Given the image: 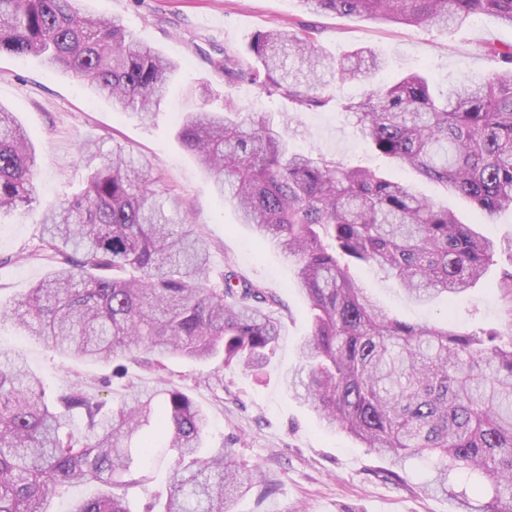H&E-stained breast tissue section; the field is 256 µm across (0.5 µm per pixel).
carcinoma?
<instances>
[{"mask_svg":"<svg viewBox=\"0 0 512 512\" xmlns=\"http://www.w3.org/2000/svg\"><path fill=\"white\" fill-rule=\"evenodd\" d=\"M311 14L334 13L401 25H461L487 14L512 27V0H299ZM293 52L306 68L286 71ZM42 56L93 96L145 119L179 64L114 18L78 0H0V53ZM217 62L224 79L247 81L294 111L324 105L319 71L341 80L382 65L368 47L330 61L316 30L269 29ZM494 63L483 82H450L434 93L413 72L366 91L341 109L379 156L468 199L486 216L512 206V44H487ZM184 148L206 171L239 221L282 252L312 311L303 364L287 390L389 461L400 478L408 459L433 457L425 489L451 494L462 512H512V331L499 343L449 325L391 317L359 287L351 268L372 265L428 303L467 290L501 243L457 220L448 206L357 163L289 149L264 111L189 112ZM86 187L50 209L41 250L55 269L0 310L30 339L88 363L135 357L162 373L164 361L238 366L259 374L281 322L276 295L227 270L211 277L210 249L184 224L180 196L150 176L151 163L96 142L81 148ZM36 151L13 113L0 106V213L31 202ZM206 410L164 382L133 390L116 406L84 384L47 395L19 352L0 350V512H53L81 485L98 495L68 512H133L129 488L162 444L172 455L166 494L143 512H231L235 497L268 489L258 467L233 448H207ZM466 468L485 485L472 503L448 485Z\"/></svg>","mask_w":512,"mask_h":512,"instance_id":"cac0c4a2","label":"carcinoma"}]
</instances>
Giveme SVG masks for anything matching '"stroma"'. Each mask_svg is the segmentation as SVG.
Listing matches in <instances>:
<instances>
[{
	"mask_svg": "<svg viewBox=\"0 0 512 512\" xmlns=\"http://www.w3.org/2000/svg\"><path fill=\"white\" fill-rule=\"evenodd\" d=\"M86 6L120 19L165 56L179 61L181 70L156 112L142 121L114 109L107 98L89 96L82 83L49 70L37 57L0 54V105L14 112L38 152L31 202L0 216V301L22 296L53 270V262L39 248L43 218L49 208L84 187L87 172L81 143L94 139L103 151L119 145L151 161L153 175L185 199L189 224L210 245L213 271L233 269L278 296L280 345L257 376L234 366L216 371L172 358L161 377L123 360L120 378L113 376L111 365L77 363L20 336L8 320L0 322V347L23 351L53 393L82 382L116 403L128 388L149 389L162 380L187 391L209 414L208 446L234 443L240 461L259 466L272 486L269 494L255 490L239 498L233 512H452L448 498L422 490L431 476L426 459L410 460L401 479H392L381 458L347 433L325 427L310 407L284 389L282 378L301 364L302 346L311 333L309 305L294 286L287 259L239 224L233 207L213 192L176 130L186 113L203 107L222 110L230 98L244 112L265 109L296 151L382 171L437 199L441 191L436 184L372 152L337 102L411 72L423 73L438 90L451 81H481L493 68L481 45L512 43V28L490 16L449 30L379 24L331 13L308 14L298 0H87ZM285 25L300 32L316 29L319 47L335 58L371 47L384 66L362 80L326 77L327 106L303 112L260 96L247 82L225 83L216 66L225 52L249 57L255 34ZM448 207L459 220L506 246L471 289L422 305L394 279L368 266L352 267L351 276L391 316L407 323L446 321L460 332L508 333L512 292L501 288L500 277L503 269H512V208L489 221L464 198L449 197ZM216 374L224 381L218 389L211 384Z\"/></svg>",
	"mask_w": 512,
	"mask_h": 512,
	"instance_id": "35a3bbf8",
	"label": "stroma"
}]
</instances>
